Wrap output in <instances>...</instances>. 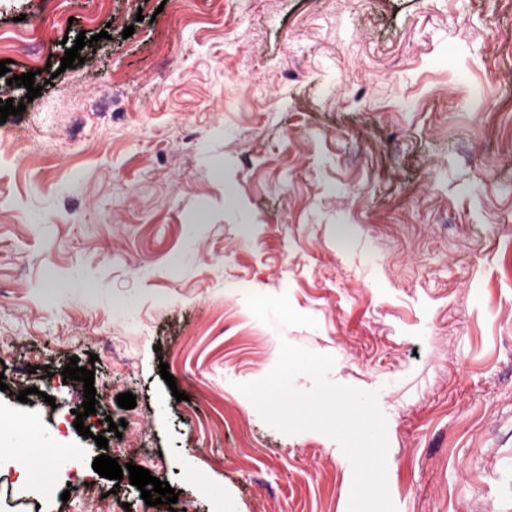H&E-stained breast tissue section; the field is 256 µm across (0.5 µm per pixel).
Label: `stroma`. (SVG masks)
I'll use <instances>...</instances> for the list:
<instances>
[{"label":"stroma","mask_w":512,"mask_h":512,"mask_svg":"<svg viewBox=\"0 0 512 512\" xmlns=\"http://www.w3.org/2000/svg\"><path fill=\"white\" fill-rule=\"evenodd\" d=\"M161 2L0 0L43 87L0 76V418L82 451L0 512H347L339 444L237 389L284 341L377 392L398 512H512V0ZM130 442L175 507L94 471Z\"/></svg>","instance_id":"obj_1"}]
</instances>
